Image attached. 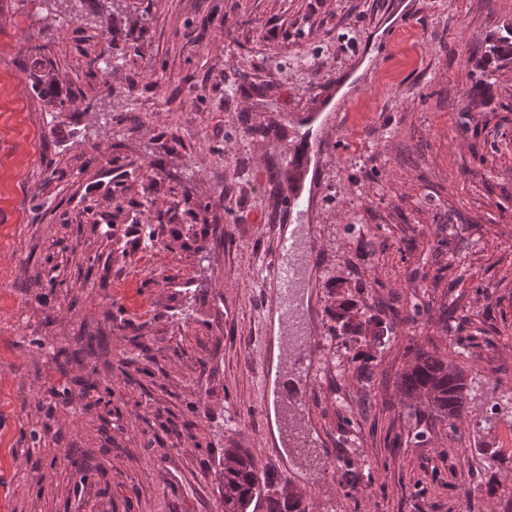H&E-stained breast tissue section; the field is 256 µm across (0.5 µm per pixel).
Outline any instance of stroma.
<instances>
[{
	"label": "stroma",
	"instance_id": "stroma-1",
	"mask_svg": "<svg viewBox=\"0 0 512 512\" xmlns=\"http://www.w3.org/2000/svg\"><path fill=\"white\" fill-rule=\"evenodd\" d=\"M389 2L0 0V512H218L228 448L310 512H512V61L485 57L512 0H413L407 21ZM38 44L66 110L33 88ZM335 97L344 127L306 168V117ZM290 224L317 253L310 474L261 383L259 281ZM340 282L393 328L364 373L365 343L329 333ZM421 350L468 375L455 425L398 391Z\"/></svg>",
	"mask_w": 512,
	"mask_h": 512
}]
</instances>
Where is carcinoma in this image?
Returning <instances> with one entry per match:
<instances>
[{
    "label": "carcinoma",
    "instance_id": "obj_1",
    "mask_svg": "<svg viewBox=\"0 0 512 512\" xmlns=\"http://www.w3.org/2000/svg\"><path fill=\"white\" fill-rule=\"evenodd\" d=\"M44 46L32 48L33 81L40 97L59 110L66 109L72 102L70 93L62 90L61 82L42 58ZM336 325L331 333L341 332L363 338L374 345L386 343L388 329L376 316L368 313L364 305L354 299L352 291L338 293V305L334 313ZM399 388L407 397H419L431 413L442 420L459 419L465 410L468 390L465 371L447 357L423 351L415 362L401 374ZM224 491H222V512H248L264 499L269 512H308L303 497L293 493L288 485L264 492V485L253 459L237 448L224 450Z\"/></svg>",
    "mask_w": 512,
    "mask_h": 512
}]
</instances>
